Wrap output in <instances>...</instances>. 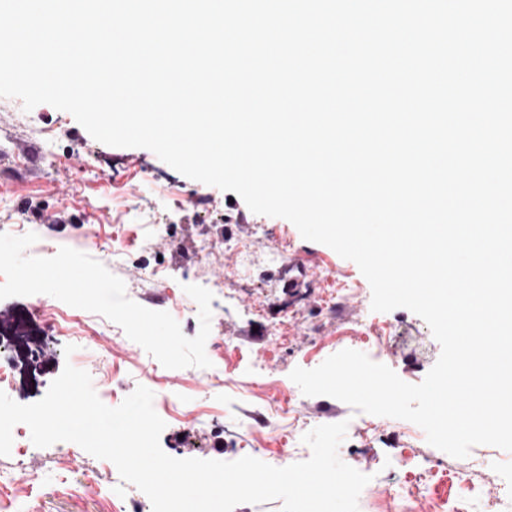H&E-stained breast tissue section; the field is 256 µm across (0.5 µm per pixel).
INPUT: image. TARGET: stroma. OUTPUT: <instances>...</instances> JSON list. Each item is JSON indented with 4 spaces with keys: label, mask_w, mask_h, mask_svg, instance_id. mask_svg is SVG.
Here are the masks:
<instances>
[{
    "label": "stroma",
    "mask_w": 512,
    "mask_h": 512,
    "mask_svg": "<svg viewBox=\"0 0 512 512\" xmlns=\"http://www.w3.org/2000/svg\"><path fill=\"white\" fill-rule=\"evenodd\" d=\"M35 126L56 140L60 164L44 161L43 142L31 132ZM111 179L157 222L147 243L119 256L112 245L132 227L100 202ZM18 221L37 225L51 246L86 242V254L124 281L131 300L178 315L185 336L200 328L198 316L180 315L195 305L185 286H213L211 333L223 337L226 347L219 355L206 345L210 368L170 370L120 326L78 308L72 314L85 325L81 333L52 329L37 316L25 334L13 335L14 317L31 300L10 297L0 300V365L12 375L14 401L40 400L68 364L87 371L96 392L113 390L117 405L156 373L185 412L167 422L160 436L172 457L224 461L259 448L272 466L293 464L311 455L305 433L357 416L361 423L348 429L339 456L371 477L359 496V512H432L435 502L467 498L470 512H490L504 491L512 492V452L478 445L456 459L431 446L411 422L359 415L335 398L302 394L291 371L316 368L344 349L366 351L367 326L380 329V363L410 384L425 378L440 346L410 310L372 311L371 288L358 266L304 239L290 221L252 213L241 197L183 176L148 149L102 144L68 112L47 104L27 112L19 99L0 97V230ZM205 238L247 242L250 275L229 278L236 256L221 246L207 266L195 264ZM284 243L291 261L270 264ZM156 267L174 292L148 286L145 274ZM326 272L335 275L332 288L345 291L332 307L323 302ZM283 317L290 330L280 346L272 328ZM68 345L74 348L69 355ZM196 408L216 412L217 420L193 416ZM112 480L110 461L74 443L38 448L27 439L20 452L0 456V512H120V498L140 491L129 483L113 488Z\"/></svg>",
    "instance_id": "1"
}]
</instances>
